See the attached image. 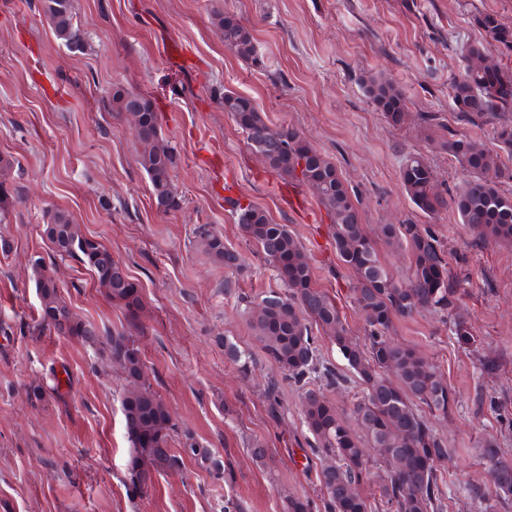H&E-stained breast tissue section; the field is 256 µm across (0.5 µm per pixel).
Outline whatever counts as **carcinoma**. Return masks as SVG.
<instances>
[{
    "instance_id": "carcinoma-1",
    "label": "carcinoma",
    "mask_w": 512,
    "mask_h": 512,
    "mask_svg": "<svg viewBox=\"0 0 512 512\" xmlns=\"http://www.w3.org/2000/svg\"><path fill=\"white\" fill-rule=\"evenodd\" d=\"M45 17L58 39L77 48L82 35L74 23L72 0H45ZM488 35L485 42L463 47L467 61L463 76L450 87L454 110L463 120L480 125L497 122L498 138L512 150V71L499 65L494 52H512V28L501 25L496 16L475 17ZM224 45L239 57L257 61L254 38L239 20L219 18ZM364 90L390 125L405 119V95L393 82L380 77L364 81ZM143 103L142 129L136 133L137 163L147 175L155 203L166 210L180 206L171 171L174 153L164 143L156 103L137 99L135 93L117 89L112 110L128 112ZM223 104L235 110L238 127L247 144L267 157V165L291 183L306 186L331 218V238L336 254L354 276L352 302L365 321L363 345L348 336L345 319L335 301L315 286L312 267L286 224L274 223L269 214L249 203H233L237 224L264 260L277 272L284 291L271 290L249 312V325L282 380L302 389L304 422L313 437L311 452L322 462L319 473L321 501L325 512H373L368 497L359 491L370 478L374 463L396 455L407 461L403 472L386 471L380 477V496L395 512H446L437 463L447 448L434 433L423 404L431 412H448L449 391L441 373L417 350L391 340L394 319L409 317L421 308L452 312L457 307L460 280L449 269L447 253L435 232L424 224H383L378 236L390 248H405L410 275L399 283L381 263L376 242L361 224L360 201L340 178L336 165L316 150L296 129L275 130L265 121L259 106L250 98L224 92ZM463 169L470 173L462 188L450 199L434 189L436 174L421 155L409 156L401 172L403 186L412 204L430 215L451 204L461 222L469 225L483 241L512 242V197L501 193L499 155L473 138L450 135L440 144ZM44 234L53 252L75 257L94 273L107 296L121 305L127 324L135 326L142 298L121 263L101 242L81 233L70 214L55 210L48 214ZM207 253L230 272L242 269L241 255L224 244V238L204 233ZM33 280L39 293L35 329L84 341L97 337L95 328L78 318L61 297L53 269L39 257L32 264ZM318 331L341 351L347 366L363 386L353 405L355 425L339 416L321 387H333L346 378L320 364ZM109 357L124 362L129 388L122 398L125 430L132 448L131 474L143 484L150 473L164 472L179 464L171 451L174 424L159 397L145 383V364L132 335L127 331L109 333L100 342ZM224 355L245 373L253 362L235 343L224 340ZM393 371L399 383L386 372ZM490 463L493 489L490 494L512 496V460L485 450ZM477 491L480 497L488 494Z\"/></svg>"
}]
</instances>
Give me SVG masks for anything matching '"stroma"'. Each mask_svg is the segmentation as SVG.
I'll use <instances>...</instances> for the list:
<instances>
[{"instance_id":"stroma-1","label":"stroma","mask_w":512,"mask_h":512,"mask_svg":"<svg viewBox=\"0 0 512 512\" xmlns=\"http://www.w3.org/2000/svg\"><path fill=\"white\" fill-rule=\"evenodd\" d=\"M84 48L73 53L44 15L43 0H0V172L9 189L0 222V512H284L288 495L319 498L320 462L301 415L302 391L283 384L270 415L265 391L280 374L245 315L248 302L282 285L235 222L231 200L254 203L301 243L316 285L364 339L352 272L336 255L330 219L308 189L287 183L246 143L220 98H251L272 127H292L358 192L361 222L431 225L461 282L454 319L423 310L396 319L395 341L442 373L448 412L431 417L448 457L439 465L447 512H512V501L474 499L489 487L484 452L512 459V244L478 240L454 208L417 210L401 180L403 160L425 157L439 190L467 175L439 147L448 134L497 152L500 188L512 195V153L496 127L460 121L449 89L463 69L460 48L485 41L480 12L512 27V0H73ZM252 32L257 61L229 50L216 18ZM383 74L405 94L391 126L363 90ZM148 93L177 157L171 173L181 206L157 208L136 161L114 88ZM435 113L423 134L419 116ZM68 211L85 235L109 248L143 301L134 332L147 380L178 426V468L130 481L131 448L121 399L126 382L98 345L35 331L39 301L30 259L51 263L62 297L99 334L120 330L121 306L79 261L54 256L42 235L46 212ZM223 235L245 260L229 273L199 243ZM232 288H225V280ZM250 353L248 373L224 355L225 340ZM42 401H30L33 387ZM196 453L184 451L185 442ZM262 443L265 463L252 458Z\"/></svg>"}]
</instances>
